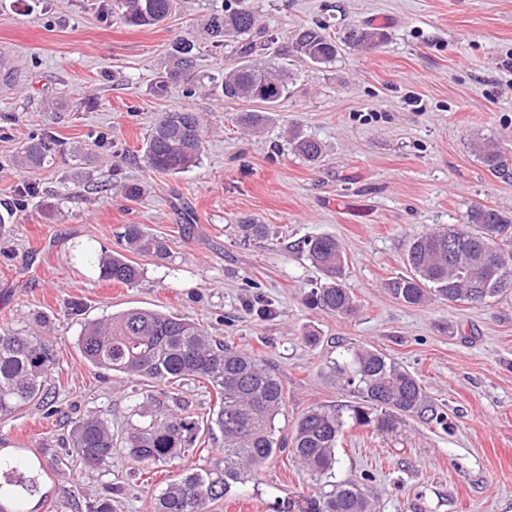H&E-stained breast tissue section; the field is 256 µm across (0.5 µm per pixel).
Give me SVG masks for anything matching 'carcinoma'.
I'll return each instance as SVG.
<instances>
[{
  "instance_id": "obj_1",
  "label": "carcinoma",
  "mask_w": 512,
  "mask_h": 512,
  "mask_svg": "<svg viewBox=\"0 0 512 512\" xmlns=\"http://www.w3.org/2000/svg\"><path fill=\"white\" fill-rule=\"evenodd\" d=\"M178 7V0H110L113 20L137 27L163 23ZM319 23L302 27L287 45L259 25L252 0H224L209 16L205 32L212 47H231L240 59L224 70L221 79H209L212 92L227 100L246 99L261 109L237 116L240 126L262 133L290 93L291 77L272 60L257 59V52L274 50L312 68L332 63L341 48L370 50L384 43V30L370 24L351 25L336 34ZM196 43L190 36L175 40L167 53V67L153 91L161 96L168 83L183 82V94L202 87L194 74ZM291 151L308 163L324 154L323 143L288 130ZM205 148V131L198 113L181 106L161 113L148 133L142 161L166 173H182L196 166ZM52 142L43 134L31 136L15 160L21 170L44 167L51 159ZM473 150L488 170L512 178V159L501 143L481 138ZM512 216L490 206H474L457 228H439L413 236L405 254L408 274L387 283L391 295L410 306L440 298L450 302H481L512 291V243L504 239ZM239 229L248 238L263 239L265 224L244 218ZM120 250L90 251L87 258L98 278L135 286L143 278L133 255H168L167 241L143 224H124L117 233ZM303 251L323 275L311 290L310 305L350 317L357 312L345 282V257L332 236L304 242ZM78 349L91 366L121 376L132 384L134 405L122 447L138 462L154 465L185 454L201 432L219 430L224 436V466L188 468L158 495L157 512H209L234 484L254 480L258 470L275 454L289 451L316 483L328 481L331 490L288 500L287 512H371L357 485L334 481L336 448L343 430L367 427L378 433L396 428L392 410L425 415L428 398L420 380L384 353L353 347L333 362L332 371L357 398L347 410L311 407L294 423L288 437L279 436L276 419L283 412L285 391L275 370L265 360L216 340L188 319L152 308H129L118 315L90 322L81 330ZM58 353L47 336L0 329V418L9 417L34 402L46 400L45 383L57 364ZM202 379L216 394L211 415L199 421L169 404L167 388ZM112 427L102 414H89L72 429L73 449L88 468H99L117 447ZM43 468L19 469L0 462V512H28L31 497L40 493Z\"/></svg>"
}]
</instances>
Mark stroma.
I'll use <instances>...</instances> for the list:
<instances>
[{"label": "stroma", "mask_w": 512, "mask_h": 512, "mask_svg": "<svg viewBox=\"0 0 512 512\" xmlns=\"http://www.w3.org/2000/svg\"><path fill=\"white\" fill-rule=\"evenodd\" d=\"M222 2L181 0L161 26L131 27L113 23L104 0H0V68L12 76L0 82V204L23 184L39 187L0 239V328L27 332L36 315L49 317L58 362L47 391L59 409L48 418L36 404L0 420V454L48 467L37 512H96L105 501L114 512H155L186 468L223 460L218 432L158 465L117 447L88 470L72 448L74 422L103 413L119 435L133 405L128 385L82 357V324L147 307L265 358L284 385L276 425L285 435L309 408L352 403L331 361L353 346L382 351L417 376L445 421L402 414L390 433L344 429L337 480L360 482L372 512H512V294L413 307L385 287L405 273L414 234L462 224L474 205L512 212V180L494 177L471 149L482 136L512 151V0H256L283 42L318 22H371L388 35L376 51L346 48L318 69L289 59L291 94L259 136L235 121L253 102L204 88L188 99L178 85L152 91L171 42ZM184 105L206 130L199 165L141 168L157 115ZM292 121L323 142L318 165L289 149ZM34 132L51 136L54 155L43 169L17 170ZM128 178L143 185L134 203L116 189ZM246 217L268 237L245 238ZM125 224L147 225L170 246L167 258H140L133 288L99 280L83 255L116 248ZM320 235L345 252L353 318L306 303L320 275L299 248ZM256 292L266 315L247 306ZM311 491L283 452L214 512H277Z\"/></svg>", "instance_id": "stroma-1"}]
</instances>
